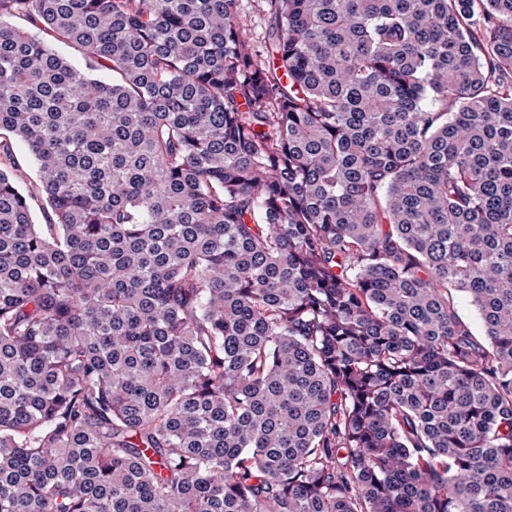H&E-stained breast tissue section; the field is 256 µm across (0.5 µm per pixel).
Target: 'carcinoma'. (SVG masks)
Listing matches in <instances>:
<instances>
[{"label":"carcinoma","mask_w":512,"mask_h":512,"mask_svg":"<svg viewBox=\"0 0 512 512\" xmlns=\"http://www.w3.org/2000/svg\"><path fill=\"white\" fill-rule=\"evenodd\" d=\"M258 2L0 0V512H512V0ZM258 9L256 0H241L240 2L239 22L249 28L254 37H261L266 22Z\"/></svg>","instance_id":"1"}]
</instances>
